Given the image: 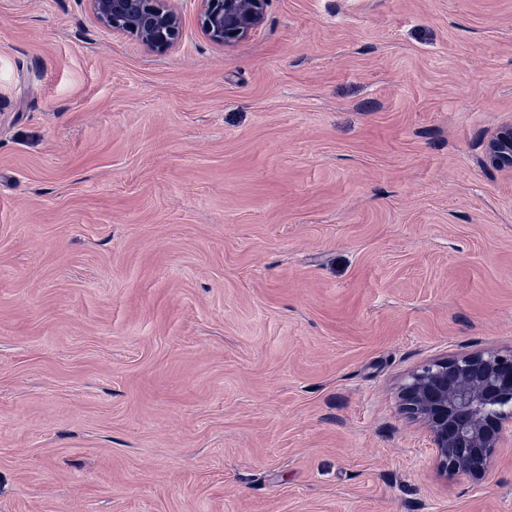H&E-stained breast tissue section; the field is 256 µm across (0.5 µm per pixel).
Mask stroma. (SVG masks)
I'll return each instance as SVG.
<instances>
[{
  "label": "stroma",
  "instance_id": "stroma-1",
  "mask_svg": "<svg viewBox=\"0 0 512 512\" xmlns=\"http://www.w3.org/2000/svg\"><path fill=\"white\" fill-rule=\"evenodd\" d=\"M178 7L0 0V512H512L399 411L512 350V0ZM95 20L112 32L134 35L164 52L181 39V14L174 0H87ZM204 34L216 44L249 39L264 23L269 0H194ZM485 157L489 165L512 173V123L501 126L488 139Z\"/></svg>",
  "mask_w": 512,
  "mask_h": 512
}]
</instances>
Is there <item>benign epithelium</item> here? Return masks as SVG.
<instances>
[{"instance_id": "7a95c632", "label": "benign epithelium", "mask_w": 512, "mask_h": 512, "mask_svg": "<svg viewBox=\"0 0 512 512\" xmlns=\"http://www.w3.org/2000/svg\"><path fill=\"white\" fill-rule=\"evenodd\" d=\"M95 20L164 52L181 39L174 0H87ZM204 34L216 44L249 39L264 23L269 0H196ZM489 165L512 172V123L488 139ZM401 410L426 432L438 471L482 480L496 449L512 439V351L482 350L433 359L401 387Z\"/></svg>"}]
</instances>
